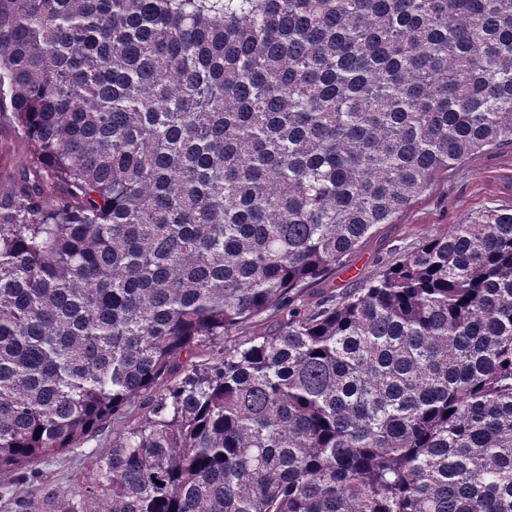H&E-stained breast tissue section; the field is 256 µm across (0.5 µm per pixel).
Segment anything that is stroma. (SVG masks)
<instances>
[{
  "mask_svg": "<svg viewBox=\"0 0 512 512\" xmlns=\"http://www.w3.org/2000/svg\"><path fill=\"white\" fill-rule=\"evenodd\" d=\"M28 159V145L17 133L9 114H1L0 174L18 171ZM491 207L512 208V146L475 155L449 170L396 223L380 225L376 234L350 255L345 267L305 289L302 303L310 307L324 292L355 287L375 275L398 253L411 250L423 236L462 223ZM113 436V428L105 427L83 444L81 453L60 456L40 466L42 481L34 486V493L47 489L79 490L90 480L97 458L111 448Z\"/></svg>",
  "mask_w": 512,
  "mask_h": 512,
  "instance_id": "35a3bbf8",
  "label": "stroma"
}]
</instances>
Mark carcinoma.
I'll return each mask as SVG.
<instances>
[{
    "label": "carcinoma",
    "mask_w": 512,
    "mask_h": 512,
    "mask_svg": "<svg viewBox=\"0 0 512 512\" xmlns=\"http://www.w3.org/2000/svg\"><path fill=\"white\" fill-rule=\"evenodd\" d=\"M2 112L0 474L147 398L22 512H512V209L297 305L512 145V0H0ZM29 147L17 133L10 115H0V175L18 171L29 160ZM121 428L123 427L118 425L112 428L111 422L95 437L83 444L78 454L58 456L49 465L39 464L38 470L43 474L42 483L28 490L34 494H40L47 489L78 491L92 477V469L97 458L112 448L114 432H119Z\"/></svg>",
    "instance_id": "obj_1"
}]
</instances>
